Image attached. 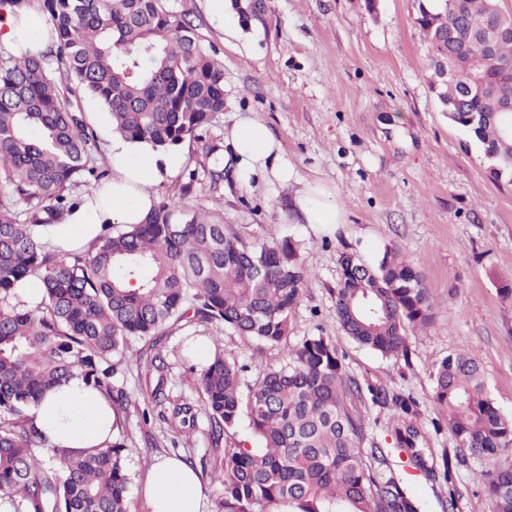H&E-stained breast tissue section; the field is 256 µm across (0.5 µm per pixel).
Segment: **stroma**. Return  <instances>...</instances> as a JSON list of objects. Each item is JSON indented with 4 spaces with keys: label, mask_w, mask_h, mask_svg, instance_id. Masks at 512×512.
I'll list each match as a JSON object with an SVG mask.
<instances>
[{
    "label": "stroma",
    "mask_w": 512,
    "mask_h": 512,
    "mask_svg": "<svg viewBox=\"0 0 512 512\" xmlns=\"http://www.w3.org/2000/svg\"><path fill=\"white\" fill-rule=\"evenodd\" d=\"M198 27L204 46L224 66V110L210 127L224 137L239 120L265 123L293 167L296 181L282 185L262 177L224 184L220 201L198 189L180 195L179 179L160 181L157 197H172L184 211L215 209L248 244L296 241L310 277L291 318L289 345L326 331L336 338L346 374L414 397L434 457L454 452L448 429L431 396L434 372L447 356L478 359L488 393L512 416V181L494 180L479 145L451 123L432 88V48L415 23L418 0H263L249 28L232 6L223 23L212 20L208 0H172ZM332 194L345 221L336 229L301 224L288 203L304 183ZM395 248L424 279L432 320L407 328V358H386L341 335L334 290L340 252L368 258ZM206 340L248 365L246 383L279 367L281 348L258 347L230 330L208 324L171 327L163 372L167 391L198 401L184 347ZM115 387L129 398L119 436L126 443L131 512H149L143 484L159 456H191L199 462L204 512H216L218 487L209 478V448L198 417L189 440L172 445L173 428L157 416L143 418L156 380L135 362L122 364ZM369 438L384 448L396 474L412 486L426 512H493L482 471L512 467V448L494 461L466 458L455 466V485L429 482L401 463L393 449L391 413L361 408Z\"/></svg>",
    "instance_id": "stroma-1"
}]
</instances>
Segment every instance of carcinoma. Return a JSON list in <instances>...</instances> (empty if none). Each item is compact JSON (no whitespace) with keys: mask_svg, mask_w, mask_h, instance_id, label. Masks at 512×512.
Masks as SVG:
<instances>
[{"mask_svg":"<svg viewBox=\"0 0 512 512\" xmlns=\"http://www.w3.org/2000/svg\"><path fill=\"white\" fill-rule=\"evenodd\" d=\"M169 0H0V12L34 6L56 41L40 54L15 57L0 47V501L14 512H129L126 444L74 454L50 444L31 410L46 392L79 376L123 407L112 376L133 336L152 337L144 367L164 368L163 328L172 323L222 326L260 345L285 349L286 363L242 393L245 366L217 348L196 374L218 449L246 416L256 444L239 441L214 458L217 512H422L420 499L390 467L383 449L365 450L361 406L396 416L395 451L426 480H443L454 501V471L427 463L417 401L382 384L345 375L336 339L323 332L288 349L291 317L308 269L296 244L247 247L210 210L186 213L157 203L141 224H104L85 250H50L35 227L62 223L80 198L72 188L104 190L109 170L95 165L100 146L80 102L107 112L112 130L168 152L190 141L210 164L189 169L180 193L224 190V143L206 138L224 111V68L201 45L197 28ZM488 0L419 5L416 24L445 66L439 100L450 120L481 145L493 174L512 178V139L492 96L512 97V71L492 61L470 23ZM482 114L477 126L467 116ZM23 202L25 209L15 208ZM336 323L359 346L386 358L407 357L406 327L425 326L431 305L421 274L388 249L367 262L339 255ZM28 277L44 289L28 309L14 287ZM432 401L446 415L455 459L490 460L512 445V418L490 398L482 366L465 355L436 368ZM197 409L171 404V426L190 434ZM494 512H512V468L485 472Z\"/></svg>","mask_w":512,"mask_h":512,"instance_id":"cac0c4a2","label":"carcinoma"}]
</instances>
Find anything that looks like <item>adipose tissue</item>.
I'll list each match as a JSON object with an SVG mask.
<instances>
[{
  "mask_svg": "<svg viewBox=\"0 0 512 512\" xmlns=\"http://www.w3.org/2000/svg\"><path fill=\"white\" fill-rule=\"evenodd\" d=\"M50 27L35 9L0 14V46L16 55L40 51L48 44ZM237 159L234 174L242 182L253 175L270 177L280 183L295 179L278 142L261 121L245 119L225 135ZM108 160L112 179L105 201L77 205L64 223L43 228L45 242L63 250L88 245L105 224H139L150 214L156 201L155 185L171 178L181 168V151L156 159L147 146L113 135ZM301 223H343L341 210L326 192L308 184L294 198ZM37 427L52 444L76 452L105 447L114 435L116 416L108 400L73 377L46 394L33 410ZM150 512H201L202 490L194 471L181 459L159 457L147 471L144 486Z\"/></svg>",
  "mask_w": 512,
  "mask_h": 512,
  "instance_id": "1",
  "label": "adipose tissue"
}]
</instances>
